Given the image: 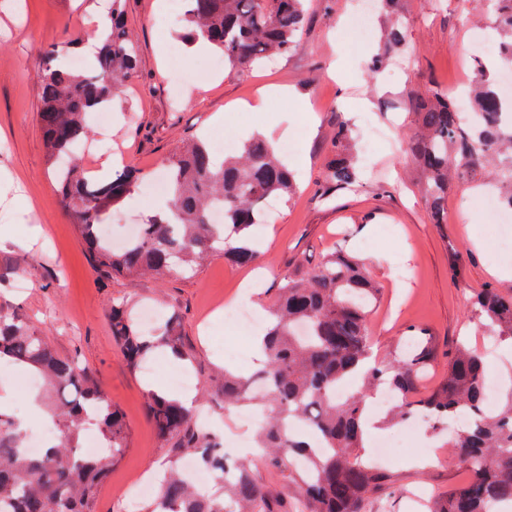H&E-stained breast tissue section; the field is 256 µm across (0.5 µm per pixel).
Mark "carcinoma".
Instances as JSON below:
<instances>
[{"mask_svg": "<svg viewBox=\"0 0 512 512\" xmlns=\"http://www.w3.org/2000/svg\"><path fill=\"white\" fill-rule=\"evenodd\" d=\"M111 3V25L91 67L76 71L52 48L37 74L46 151L61 202L91 264L106 274L163 275L204 259L218 246L231 262L252 264L258 252L249 230L259 223L269 198L289 197L295 188L293 174L261 138L246 143L240 157L220 164L205 140L187 145L169 160L168 204L140 225L138 239L121 249L100 239L98 227L106 214L127 198L138 179V170L124 166L101 180L81 167L77 151L91 143L90 114L120 97L136 67L137 46L124 22L123 0ZM307 5L308 0H186L185 39L209 42L226 65H251L299 46ZM479 5L494 15L499 56L512 60V0H479ZM473 99L481 122L471 127L438 93L416 102V131L406 140L405 153L422 171L437 224L446 220L453 172L465 175L493 166L502 202L512 208V127L500 122L506 108L496 83L484 74L474 82ZM357 180L350 156L335 153L326 184L344 189ZM215 206L224 209L222 224L211 222ZM377 295L363 264L339 248L314 271L282 277L268 309L265 364L258 375L272 407L270 425L260 435L267 464L288 472L292 499L303 501L305 512H364L369 499L394 493L391 474L355 453L365 432V401L377 388L387 387L398 396L390 409L397 420L424 412L439 425L463 413L470 416L451 438L453 463L465 478L449 487L431 512H492L496 506H512V395L495 414H486L482 356L461 343L437 391L419 396L418 374L428 366L420 342L406 358H372L368 316ZM474 304L486 326L512 338V295L483 288ZM110 319L112 337L131 365L156 348L188 358L178 311L169 312L153 336L139 331L124 301L112 303ZM2 363L25 368L42 381L34 400L49 398V419L61 438L30 457L23 452V424L0 412V512H93L98 488L122 449V414L86 368L60 356L17 313L0 310ZM354 376L362 378V389L336 400V387ZM253 383L251 377L224 371V404L249 399ZM147 419L160 438L175 440V448L172 466L146 512H290L288 499L261 485L249 465L224 461L222 443L198 427L192 409L150 390ZM89 426L105 444V452L94 459L81 454ZM187 455L215 479L217 489L201 491L183 477L178 462ZM299 460L307 461L308 468H298Z\"/></svg>", "mask_w": 512, "mask_h": 512, "instance_id": "obj_1", "label": "carcinoma"}]
</instances>
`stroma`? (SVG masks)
<instances>
[{
    "instance_id": "35a3bbf8",
    "label": "stroma",
    "mask_w": 512,
    "mask_h": 512,
    "mask_svg": "<svg viewBox=\"0 0 512 512\" xmlns=\"http://www.w3.org/2000/svg\"><path fill=\"white\" fill-rule=\"evenodd\" d=\"M163 0H125L124 13L138 53L137 70L112 112L107 147L84 159L100 167L109 153L121 154L141 178L125 201L107 215L113 235L140 224L144 213L167 198L152 193L162 164L177 147L206 134L239 148L260 135L275 146L294 143L283 160L296 174L298 190L275 200L267 223L255 225L259 258L232 264L214 252L194 267L158 278L109 277L97 273L86 246L55 188L40 126L36 75L47 49L62 45L75 29L80 10L105 9V0H0V170L16 184L0 185V308L18 313L48 336L59 355L75 358L103 384L125 421L124 451L104 479L94 512H120L124 488L147 476V463L163 465L172 444L161 440L146 418L150 386L171 387L169 372H186L195 392L210 391L203 410L210 428L237 436L232 459L249 456L246 442L258 429L225 409L217 391L225 369L252 373L257 353L253 334L225 329L213 313L221 298L242 296L255 322H263L285 273L308 271L344 247L363 260L380 295L369 320L373 348L381 357L398 354L410 336L431 339V362L418 382L419 395L435 391L448 373V353L467 342L484 352L498 391L512 387V340L480 324L472 307L476 290L512 293V256L493 251L498 230L492 214L477 207L487 189L485 172L453 180L448 220L431 223L421 193V172L402 152L414 130V102L437 92L453 96L473 81L479 67L498 76L490 59L476 60L494 32L488 17L463 10L458 0H374L368 39L351 47L348 28L358 17L357 0H310L296 50L262 65L225 67L197 77L205 56L184 62V78L174 83L169 49L183 44L184 22L161 24ZM21 18H12L15 4ZM406 34L404 58L371 71L369 61L384 44L392 19ZM292 96L263 99L271 87ZM311 108L315 133L300 115ZM353 134L351 150L360 173L358 186L325 191L331 137L339 123ZM386 262H378V255ZM122 299L181 313L180 334L188 360L130 366L112 337L110 308ZM242 349L244 360L225 361L224 352ZM413 452L389 461L395 492L371 499L366 512H426L428 496L447 491L463 478L447 455L432 466L413 467Z\"/></svg>"
}]
</instances>
